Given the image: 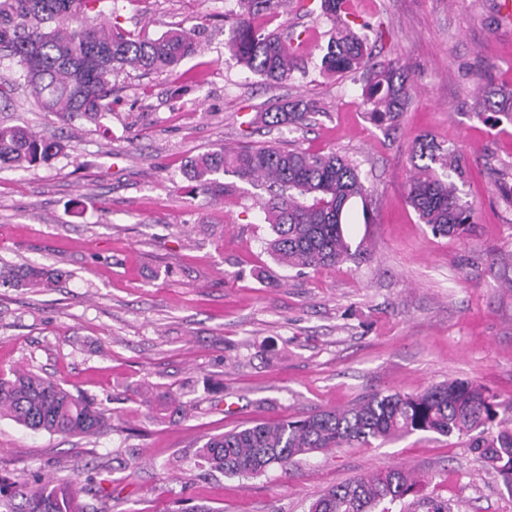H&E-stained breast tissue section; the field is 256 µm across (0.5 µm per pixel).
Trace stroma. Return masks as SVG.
Returning <instances> with one entry per match:
<instances>
[{
    "label": "stroma",
    "mask_w": 512,
    "mask_h": 512,
    "mask_svg": "<svg viewBox=\"0 0 512 512\" xmlns=\"http://www.w3.org/2000/svg\"><path fill=\"white\" fill-rule=\"evenodd\" d=\"M501 0H350L347 23L374 60L413 80L398 126L362 105V73L321 60L334 24L283 0L271 27L304 33L300 68L273 85L224 46L236 0H103L126 30L196 31L175 71L119 75L112 114L69 123L26 91L0 101V124L68 142L66 155L0 170V267L64 270L49 292L0 288V372L23 365L94 396L112 412L92 437L64 438L0 418V477L33 487L76 479L97 512H308L328 488L400 467L418 481L392 512H512V491L467 436L414 433L372 447L296 457L288 469L230 477L198 462L206 437L345 408L390 390L449 380L495 394L512 420V20ZM316 103L301 128L242 122L284 101ZM456 145L472 230L433 235L405 190L418 139ZM291 143L359 167L366 199L344 228L356 250L334 268L292 269L267 252L264 190L230 199L190 192L188 159L239 145ZM172 393L182 414L156 422L140 386Z\"/></svg>",
    "instance_id": "1"
}]
</instances>
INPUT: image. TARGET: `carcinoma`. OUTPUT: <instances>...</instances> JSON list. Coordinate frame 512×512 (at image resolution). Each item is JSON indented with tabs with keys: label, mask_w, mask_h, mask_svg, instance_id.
Listing matches in <instances>:
<instances>
[{
	"label": "carcinoma",
	"mask_w": 512,
	"mask_h": 512,
	"mask_svg": "<svg viewBox=\"0 0 512 512\" xmlns=\"http://www.w3.org/2000/svg\"><path fill=\"white\" fill-rule=\"evenodd\" d=\"M282 0H237L239 16L230 25L225 46L239 63L270 82H283L299 68L286 39L268 25ZM347 0H319L321 15L341 25L329 41L323 63L327 70H363L362 104L378 125L398 124L409 97V75L397 61L372 59L364 42L342 24ZM100 0H0V98H8L23 81L31 104L63 121H97L112 114V78L126 69L149 74L175 68L198 51L194 31L170 29L156 38L135 35L113 19L87 22L102 13ZM309 104L284 102L261 114L268 126L300 127ZM67 148L60 139L45 138L27 126L0 125V169H27ZM407 199L431 232L465 236L471 212L461 202L458 184L466 181V165L453 147L419 158ZM197 189L214 198L233 196L237 188L217 178L230 172L268 191L264 204L269 226L267 249L291 268L331 267L350 256L342 227L349 202L367 189L357 167L335 152L302 148L246 145L205 153L190 164ZM57 269L13 265L0 269L5 288L57 287ZM498 403L484 388L450 380L417 394L375 392L350 408L324 410L275 425L258 424L210 436L196 456L209 469L228 476L254 477L286 469L293 459L319 451L354 445L370 446L415 432L441 436L479 434L471 447L492 463L512 488V428L496 423ZM155 411L172 417L181 411L177 397L163 395ZM62 437L99 434L111 418L110 409L95 399L73 393L58 380L30 369L14 368L0 375V418ZM416 481L402 468L371 473L338 484L320 495L309 512H391L390 505L415 489ZM75 479L52 476L29 490L0 477V503L19 497L9 512H84Z\"/></svg>",
	"instance_id": "obj_1"
}]
</instances>
